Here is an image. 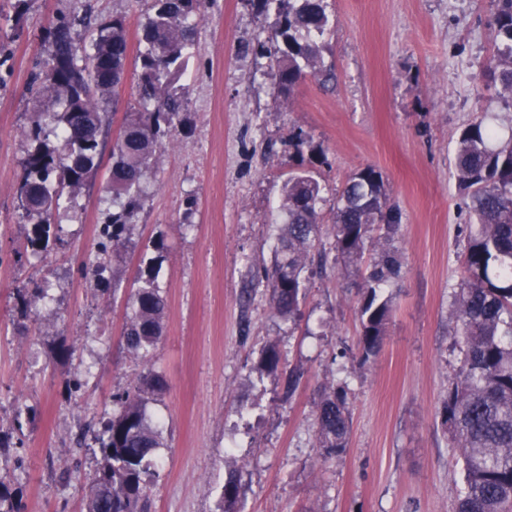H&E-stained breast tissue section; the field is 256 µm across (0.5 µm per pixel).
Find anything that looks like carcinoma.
<instances>
[{
  "mask_svg": "<svg viewBox=\"0 0 512 512\" xmlns=\"http://www.w3.org/2000/svg\"><path fill=\"white\" fill-rule=\"evenodd\" d=\"M495 2L491 37L498 53L492 70L512 95V0ZM205 5L206 0H152L141 26L134 73L138 103L124 113L107 180L114 210L102 236L112 245L101 243L84 262L97 276L129 241L131 219L142 207L163 140L183 127L185 97L175 83L193 45L192 21ZM257 5L264 13L274 12L282 40L274 55L261 44L257 52L270 58L277 95L288 99L320 70L316 38L330 26L327 0H257ZM79 28L89 38L82 49L74 43ZM47 34L51 51L25 88L38 119L28 134L17 187V208L32 226L27 247L34 256L47 246L62 196L77 195L101 163L107 107L126 81L129 56L123 16L99 17L84 6L51 20ZM498 138L493 125L477 119L461 131L456 149V178L471 198L475 227L462 253L466 276L454 294L460 357L441 409L466 484L454 512H512V142L492 147ZM288 146L301 159L306 151L312 163L321 158L301 130ZM322 202L320 183L298 164L283 185V219L272 265L250 288L252 296L269 298L283 318L299 314L303 273L314 258L324 256ZM332 211L333 248L345 269L359 272L365 251L372 252L371 270L358 291V348L367 358L381 349L392 309L383 291L401 271L391 247L401 214L387 196L382 174L372 167L348 179ZM128 308L124 347L130 356L146 360L161 343L167 310L156 259L136 280ZM256 370H283L277 345L263 347ZM346 386H331L317 406V447L328 455L341 451L350 433ZM166 389L164 376L147 369L133 389L112 396L116 409L95 436L99 459L87 482L85 512H148L149 487L158 475V449L164 442L161 421L148 415L147 405ZM222 498V512H243L233 472L224 479Z\"/></svg>",
  "mask_w": 512,
  "mask_h": 512,
  "instance_id": "obj_1",
  "label": "carcinoma"
}]
</instances>
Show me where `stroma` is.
I'll return each mask as SVG.
<instances>
[{"instance_id": "35a3bbf8", "label": "stroma", "mask_w": 512, "mask_h": 512, "mask_svg": "<svg viewBox=\"0 0 512 512\" xmlns=\"http://www.w3.org/2000/svg\"><path fill=\"white\" fill-rule=\"evenodd\" d=\"M81 2L0 0V429L9 441L0 482L23 512H82L99 419L149 367L168 383L149 405L164 438L150 512H220L231 470L245 512H453L462 461L440 411L457 365L453 295L470 222L457 138L481 116L512 134V100L488 73L492 0H329L319 43L334 78L308 77L285 106L253 50L280 46L274 15L254 0H211L181 79L189 131L164 140L129 242L102 281L83 263L112 211L104 173L57 216L41 258L24 250L14 201L36 119L25 87L49 49V20ZM298 129L325 156L314 169L324 223L337 192L368 166L401 211V272L377 357L356 347L360 279L343 263L308 278L299 318L247 297L271 264ZM158 239L168 307L145 363L123 350L122 334ZM44 281L47 299L32 298ZM269 342L297 374L295 388L279 373L257 378ZM338 380L352 424L347 447L328 455L316 411Z\"/></svg>"}]
</instances>
